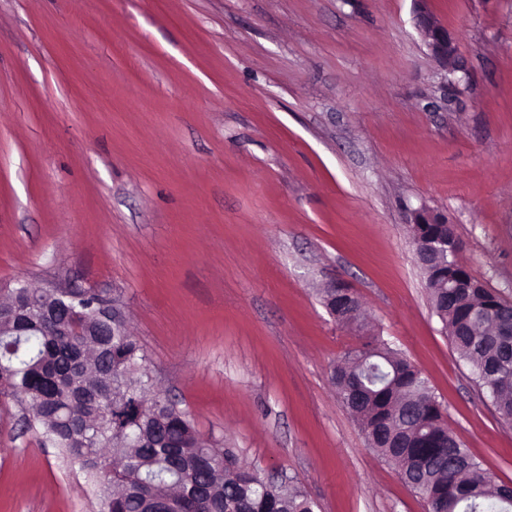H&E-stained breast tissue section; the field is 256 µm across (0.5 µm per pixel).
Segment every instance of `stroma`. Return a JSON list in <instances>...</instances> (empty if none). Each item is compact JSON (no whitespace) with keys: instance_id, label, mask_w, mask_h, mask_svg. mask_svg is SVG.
<instances>
[{"instance_id":"obj_1","label":"stroma","mask_w":512,"mask_h":512,"mask_svg":"<svg viewBox=\"0 0 512 512\" xmlns=\"http://www.w3.org/2000/svg\"><path fill=\"white\" fill-rule=\"evenodd\" d=\"M0 0V288L120 297L201 437L315 512H427L367 448L334 361L383 337L512 485V427L435 315L410 216L512 302V0ZM351 288L366 327L322 301ZM0 512H100L0 397ZM417 6L418 26L434 55L447 68L449 73L463 71L464 67L456 58L453 38L448 28L441 25L426 7L427 0H413ZM434 224H447L448 227L442 226L439 231L448 233V236H454L451 224H448L446 217L426 207H421L412 213L410 227L416 253L420 266L425 269L440 262L445 255L448 256V238L439 235L432 227Z\"/></svg>"}]
</instances>
